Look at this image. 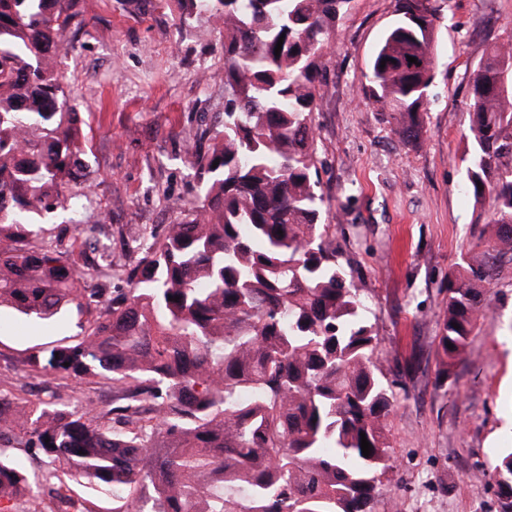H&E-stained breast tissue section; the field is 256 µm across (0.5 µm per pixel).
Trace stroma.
Segmentation results:
<instances>
[{
	"label": "stroma",
	"mask_w": 512,
	"mask_h": 512,
	"mask_svg": "<svg viewBox=\"0 0 512 512\" xmlns=\"http://www.w3.org/2000/svg\"><path fill=\"white\" fill-rule=\"evenodd\" d=\"M434 78L426 132L406 146L359 84L391 25L392 0H351L322 59L313 114L324 218L338 261L364 298L380 336L378 375L395 398L387 420L397 481L375 512H498L483 469L512 448V261L496 263L486 318L466 357L438 384V335L448 276L490 217L462 186L467 98L485 50L512 34V0H438ZM72 48L59 60L85 133L91 187L81 216L117 229L174 223L201 183L191 154L207 151L224 122V34L180 0H80ZM83 334L76 312L33 321L0 309V386L36 401L105 404L112 385L60 387L15 364L36 347Z\"/></svg>",
	"instance_id": "35a3bbf8"
}]
</instances>
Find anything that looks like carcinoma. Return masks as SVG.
Instances as JSON below:
<instances>
[{"label": "carcinoma", "mask_w": 512, "mask_h": 512, "mask_svg": "<svg viewBox=\"0 0 512 512\" xmlns=\"http://www.w3.org/2000/svg\"><path fill=\"white\" fill-rule=\"evenodd\" d=\"M350 2L186 0L224 28L223 129L193 155L202 193L135 246L125 287L107 288L92 268L112 252L100 225L78 218L84 135L57 69L79 0H0V307L93 318L79 341L35 349L16 368L120 390L82 410L0 393V512L20 498L33 512H90L63 493L78 479L111 492L116 512H374L394 484V396L376 375L378 330L322 223L311 119L324 47ZM393 12L360 90L413 146L438 8L393 0ZM509 83L511 39L486 52L470 86L464 191L493 217L479 229L483 250L448 275L443 381L489 309L487 257L512 258ZM58 210L69 225L32 247ZM489 476L499 512H512V451Z\"/></svg>", "instance_id": "carcinoma-1"}]
</instances>
